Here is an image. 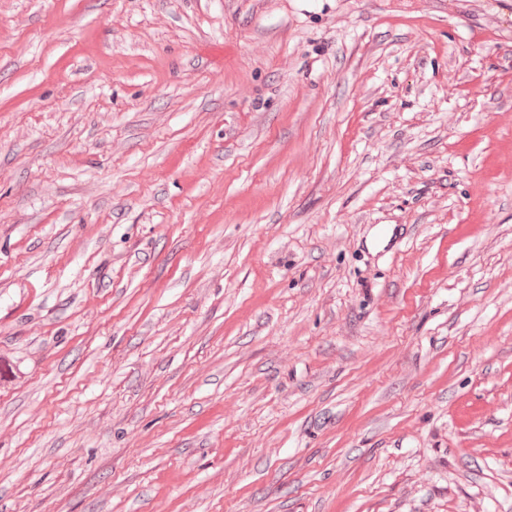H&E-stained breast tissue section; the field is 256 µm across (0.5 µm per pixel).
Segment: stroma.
Masks as SVG:
<instances>
[{"mask_svg": "<svg viewBox=\"0 0 512 512\" xmlns=\"http://www.w3.org/2000/svg\"><path fill=\"white\" fill-rule=\"evenodd\" d=\"M0 512H512V0H0Z\"/></svg>", "mask_w": 512, "mask_h": 512, "instance_id": "1", "label": "stroma"}]
</instances>
